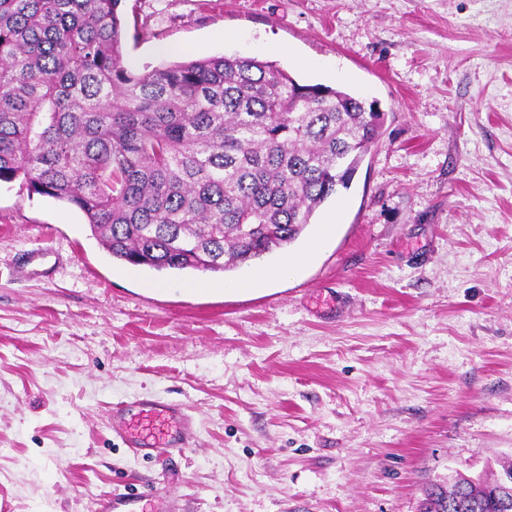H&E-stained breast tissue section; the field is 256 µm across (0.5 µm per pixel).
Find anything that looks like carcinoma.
Returning a JSON list of instances; mask_svg holds the SVG:
<instances>
[{"label":"carcinoma","instance_id":"carcinoma-1","mask_svg":"<svg viewBox=\"0 0 512 512\" xmlns=\"http://www.w3.org/2000/svg\"><path fill=\"white\" fill-rule=\"evenodd\" d=\"M122 0H0V183L72 205L112 258L232 271L294 243L379 138L377 103L224 55L143 74ZM496 481L420 512H494Z\"/></svg>","mask_w":512,"mask_h":512}]
</instances>
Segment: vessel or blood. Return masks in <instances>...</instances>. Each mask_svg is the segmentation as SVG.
Here are the masks:
<instances>
[{
  "instance_id": "1",
  "label": "vessel or blood",
  "mask_w": 512,
  "mask_h": 512,
  "mask_svg": "<svg viewBox=\"0 0 512 512\" xmlns=\"http://www.w3.org/2000/svg\"><path fill=\"white\" fill-rule=\"evenodd\" d=\"M113 432L135 448H185L195 435L192 419L177 404L145 399L136 409L114 412Z\"/></svg>"
}]
</instances>
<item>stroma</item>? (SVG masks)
<instances>
[{"instance_id":"1","label":"stroma","mask_w":512,"mask_h":512,"mask_svg":"<svg viewBox=\"0 0 512 512\" xmlns=\"http://www.w3.org/2000/svg\"><path fill=\"white\" fill-rule=\"evenodd\" d=\"M136 73L221 55L377 101L378 142L287 251L225 273L113 261L0 184V497L12 512H417L512 462V0H123ZM302 257L249 293L255 268ZM208 282L214 292L198 290ZM229 291H222V284ZM182 404L151 454L113 407Z\"/></svg>"}]
</instances>
